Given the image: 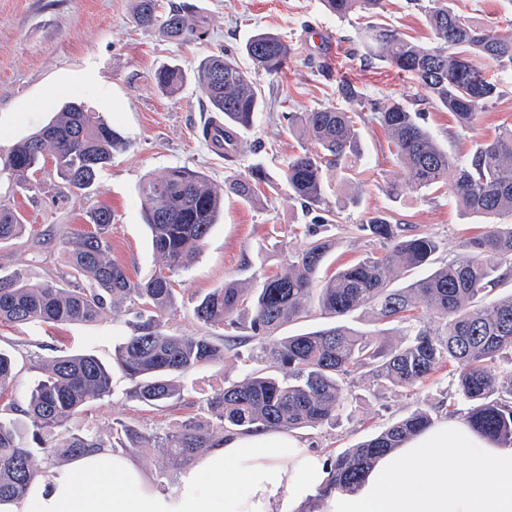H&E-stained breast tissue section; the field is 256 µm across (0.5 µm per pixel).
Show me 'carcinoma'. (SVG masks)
Segmentation results:
<instances>
[{"mask_svg":"<svg viewBox=\"0 0 512 512\" xmlns=\"http://www.w3.org/2000/svg\"><path fill=\"white\" fill-rule=\"evenodd\" d=\"M157 2L137 0L134 23L155 27L175 42L196 33L195 20L185 8L173 4L163 16ZM322 2L330 14L344 19L359 12L376 14L385 0ZM425 2L430 43H416L397 28L375 24L366 28L371 51L412 76L423 97L450 112L458 128L473 129L499 94L498 82L488 78L487 69L512 75V32L472 26L451 7L453 0ZM246 53L254 67L277 75L291 47L278 35L262 32L248 41ZM197 78L212 111L224 118V141L233 155L238 132L252 128L261 112L260 89L236 61L222 56L205 59ZM154 82L174 94L184 74L177 67H164ZM363 107L386 132L389 151L406 172L405 183L388 184L390 195L397 197L406 187L446 186L449 197L466 213L512 215V125L458 158L423 125L422 113L397 101H368ZM356 116L363 113L338 105L284 115L314 145L289 158L283 177L294 196L317 212L316 225L334 222L333 213L323 208L324 171L345 170L350 162L363 161ZM130 146L100 113L70 101L38 132L0 155V177L34 192L40 185L36 174L50 156L68 191L82 192L95 184L115 153ZM268 182L260 166L222 188L185 166L146 179L139 195L158 271L142 284L131 281L111 257L112 210L98 207L92 213L94 229L63 241L73 277L87 280L88 287L33 283L19 273L0 272V323H93L106 309L117 311L129 299L137 303V322L115 346L113 362L132 382L133 397L142 404L164 407L180 400L178 376L223 358L238 337L226 336L220 346L209 334L168 332L163 318L176 303L172 276L200 251L222 209L224 193L256 205ZM25 228L13 205L1 199L0 244L22 236ZM360 230L384 243L385 252L367 255L319 281L330 245L314 230L304 249L288 253L284 271L265 277L258 287L243 288L231 281L199 297L193 316L207 328H235L239 316L249 315L246 339L263 345L269 367L245 371L208 400L216 426L190 419L176 431L146 434L124 425L117 433L120 447L132 453L163 448L171 463L181 466L224 432L293 431L336 420L358 376L380 385L416 387L443 366L455 375L459 400L466 405L464 418L479 432L512 446V370L504 376L495 370L502 354L512 353V292L492 295L512 277V224L488 225L470 242V256L438 266L404 288L391 284L400 274L432 265L442 242L431 234H408L404 226L379 213L369 216ZM365 308L375 313L376 321L396 325L404 343L377 344L337 323L275 339L282 326L313 309L336 320ZM42 371L26 406L6 405L17 417L0 419V499L23 498L43 466L56 459L114 447L92 430L65 429L71 416L110 395L112 378L105 365L89 354L58 355L45 360ZM14 377V357L0 352V392ZM432 422L429 412L415 409L337 455L330 462L327 489H353L379 455L400 447Z\"/></svg>","mask_w":512,"mask_h":512,"instance_id":"carcinoma-1","label":"carcinoma"}]
</instances>
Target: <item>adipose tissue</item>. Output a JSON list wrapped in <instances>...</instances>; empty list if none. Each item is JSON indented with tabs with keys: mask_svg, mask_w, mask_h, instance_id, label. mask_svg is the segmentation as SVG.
<instances>
[{
	"mask_svg": "<svg viewBox=\"0 0 512 512\" xmlns=\"http://www.w3.org/2000/svg\"><path fill=\"white\" fill-rule=\"evenodd\" d=\"M325 457L294 432L215 440L173 488L129 455L95 448L45 466L0 512H512V447L439 419L380 456L354 490L326 491Z\"/></svg>",
	"mask_w": 512,
	"mask_h": 512,
	"instance_id": "obj_1",
	"label": "adipose tissue"
}]
</instances>
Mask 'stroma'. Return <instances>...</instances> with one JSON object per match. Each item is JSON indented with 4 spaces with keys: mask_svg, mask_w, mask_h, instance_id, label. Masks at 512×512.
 Returning a JSON list of instances; mask_svg holds the SVG:
<instances>
[{
    "mask_svg": "<svg viewBox=\"0 0 512 512\" xmlns=\"http://www.w3.org/2000/svg\"><path fill=\"white\" fill-rule=\"evenodd\" d=\"M181 2L200 24L198 34L184 42L170 41L156 28L136 27L131 21L134 0H0V152L29 137L74 100L103 113L132 142L128 151L114 155L81 196H67L50 162L41 173L40 192H17L8 180H0V197L10 199L28 224L23 237L0 246V267L21 272L33 282L69 280L62 240L88 230L92 211L106 206L115 217L109 229L113 260L133 282L146 281L159 264L142 221L141 182L168 168L186 166L221 186L261 166L274 181L261 205L226 195L200 254L173 277L177 310L167 315L166 326L173 333L196 336L205 331L192 315L198 297L228 280L257 287L265 276L282 271L286 252L301 250L308 242L313 215L282 177L289 157L306 140L288 125L284 113L348 106L343 95L348 82L363 99L415 105L454 156L466 155L474 143L492 140L501 125L512 123L511 78L501 79V95L476 129L460 133L450 112L422 102L417 82L369 55L363 31L329 14L322 0ZM454 5L474 24L504 31L512 27V0H455ZM381 20L420 42L430 40L421 13L409 0H386ZM259 31L277 33L293 55L279 75L254 72L264 106L254 127L241 134V147L229 161L212 152L201 137L211 111L195 81L196 67L208 56L228 55L254 71L245 45ZM168 65L186 74L183 88L174 95L154 83L155 72ZM358 129L366 166L347 181L336 172L326 174V206L335 221L320 228L332 242L321 275L380 250L379 242L358 229L376 211L392 223L439 238V261L468 257L470 241L482 231L484 219L466 214L440 191L409 188L401 196L389 195L388 183L404 179L405 172L390 155L380 126L362 123ZM124 321V316L108 313L94 323L61 327L0 324V349L16 358L15 381L0 394V406L10 401L25 405L46 357L90 353L111 363ZM237 350V356L182 373L185 397L167 408L146 407L131 398L130 382L113 370L110 396L72 416L66 427L75 433L90 427L108 439L120 423L159 434L178 429L189 418L211 425L216 418L207 399L244 369L262 365L255 344L246 342ZM456 402L455 378L446 369L419 387H373L360 380L352 386L336 424L303 428L299 435L307 448L332 458L414 409L440 419Z\"/></svg>",
    "mask_w": 512,
    "mask_h": 512,
    "instance_id": "stroma-1",
    "label": "stroma"
}]
</instances>
